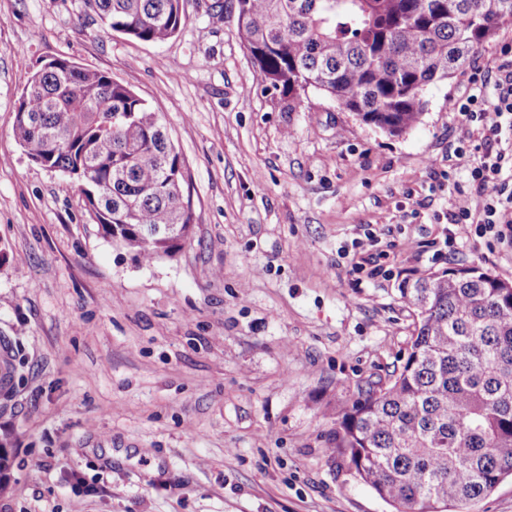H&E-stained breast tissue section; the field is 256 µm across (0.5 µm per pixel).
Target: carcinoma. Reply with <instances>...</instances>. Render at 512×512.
Here are the masks:
<instances>
[{
  "label": "carcinoma",
  "mask_w": 512,
  "mask_h": 512,
  "mask_svg": "<svg viewBox=\"0 0 512 512\" xmlns=\"http://www.w3.org/2000/svg\"><path fill=\"white\" fill-rule=\"evenodd\" d=\"M84 3L143 42L171 39L184 19L183 0ZM509 24L512 0H237L235 16L261 78L288 103L312 88L391 136ZM12 131L33 163L75 181L101 234L137 260L189 237L185 160L161 115L109 74L64 58L40 66ZM400 292L416 317L407 357L341 410L336 449L395 512H469L512 476V288L462 266Z\"/></svg>",
  "instance_id": "carcinoma-1"
}]
</instances>
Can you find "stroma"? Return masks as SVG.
<instances>
[{
    "label": "stroma",
    "mask_w": 512,
    "mask_h": 512,
    "mask_svg": "<svg viewBox=\"0 0 512 512\" xmlns=\"http://www.w3.org/2000/svg\"><path fill=\"white\" fill-rule=\"evenodd\" d=\"M185 0L180 32L139 42L83 0H0V512H391L336 455L339 411L399 369L405 280L476 265L512 283L490 238L443 252L477 204L458 158L471 68L430 87L392 137L316 90L288 105L235 34L237 0ZM109 73L160 112L190 176L191 238L137 261L12 125L44 60ZM389 277L354 278L352 262Z\"/></svg>",
    "instance_id": "35a3bbf8"
}]
</instances>
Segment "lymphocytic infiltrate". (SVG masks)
Masks as SVG:
<instances>
[{"mask_svg": "<svg viewBox=\"0 0 512 512\" xmlns=\"http://www.w3.org/2000/svg\"><path fill=\"white\" fill-rule=\"evenodd\" d=\"M487 75L474 72L466 99H449L448 109L459 115L458 155L466 156L469 180L480 200L479 209L459 207L444 244L489 237L512 245V63L498 68L495 97H487Z\"/></svg>", "mask_w": 512, "mask_h": 512, "instance_id": "obj_1", "label": "lymphocytic infiltrate"}]
</instances>
